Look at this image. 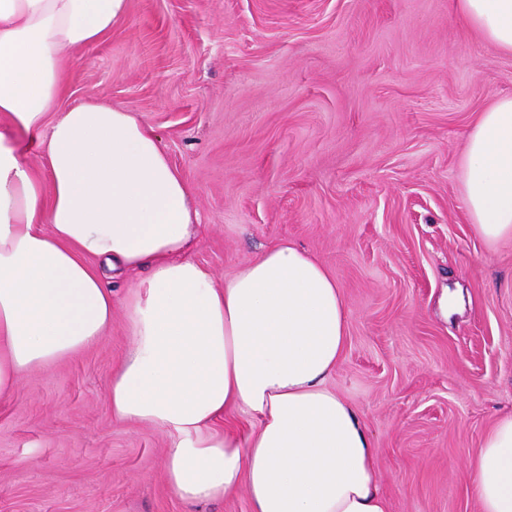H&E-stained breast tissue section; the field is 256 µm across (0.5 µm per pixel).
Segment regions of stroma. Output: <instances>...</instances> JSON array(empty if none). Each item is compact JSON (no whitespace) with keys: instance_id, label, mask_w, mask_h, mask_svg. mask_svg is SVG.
Returning <instances> with one entry per match:
<instances>
[{"instance_id":"35a3bbf8","label":"stroma","mask_w":512,"mask_h":512,"mask_svg":"<svg viewBox=\"0 0 512 512\" xmlns=\"http://www.w3.org/2000/svg\"><path fill=\"white\" fill-rule=\"evenodd\" d=\"M61 79L60 107L101 101L160 137L216 283L279 240L334 276L348 339L329 385L390 512H478L469 460L512 413V240L475 233L462 159L477 112L512 96V56L451 0H130ZM128 345L118 306L107 336L0 401V512H250L242 489L181 502L172 435L113 418Z\"/></svg>"}]
</instances>
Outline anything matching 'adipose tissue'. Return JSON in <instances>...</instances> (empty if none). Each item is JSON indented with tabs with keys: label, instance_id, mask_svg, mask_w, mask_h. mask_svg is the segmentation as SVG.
Masks as SVG:
<instances>
[{
	"label": "adipose tissue",
	"instance_id": "1",
	"mask_svg": "<svg viewBox=\"0 0 512 512\" xmlns=\"http://www.w3.org/2000/svg\"><path fill=\"white\" fill-rule=\"evenodd\" d=\"M453 8L512 55V0ZM128 13L129 0H0V398L100 341L112 327L105 273L141 270L106 401L116 420L174 437L164 473L176 497L214 502L243 488L252 512H389L372 440L327 385L348 317L331 273L278 241L216 284L187 256L195 189L153 130L102 103L57 111L65 55ZM463 180L477 234L512 239V96L478 113ZM231 410L254 421L248 434L214 430ZM469 468L480 512H512V414Z\"/></svg>",
	"mask_w": 512,
	"mask_h": 512
}]
</instances>
